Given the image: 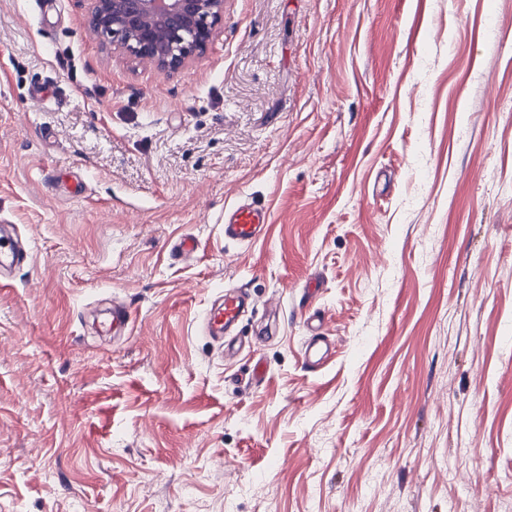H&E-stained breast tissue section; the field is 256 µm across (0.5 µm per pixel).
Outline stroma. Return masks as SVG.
<instances>
[{
    "label": "stroma",
    "mask_w": 512,
    "mask_h": 512,
    "mask_svg": "<svg viewBox=\"0 0 512 512\" xmlns=\"http://www.w3.org/2000/svg\"><path fill=\"white\" fill-rule=\"evenodd\" d=\"M87 10L0 0V512H512V0H224L170 74ZM268 217L264 207L253 203H241L225 209V240L248 244L259 239L267 229ZM26 259L18 239L5 231V225L0 227V273L10 271L21 260ZM244 302L241 295L226 291L218 306L207 310L204 317L205 328L210 334L219 330L221 334L229 325L238 321L243 311ZM322 320L320 314H312L305 320L306 327L312 334L302 344V359L304 364L310 368L321 367L331 354H335V350L331 353V343L328 338L318 335L317 330L321 327Z\"/></svg>",
    "instance_id": "obj_1"
}]
</instances>
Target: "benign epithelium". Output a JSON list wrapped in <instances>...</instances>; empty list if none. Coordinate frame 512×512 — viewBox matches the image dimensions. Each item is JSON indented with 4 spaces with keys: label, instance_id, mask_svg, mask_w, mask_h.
I'll list each match as a JSON object with an SVG mask.
<instances>
[{
    "label": "benign epithelium",
    "instance_id": "7a95c632",
    "mask_svg": "<svg viewBox=\"0 0 512 512\" xmlns=\"http://www.w3.org/2000/svg\"><path fill=\"white\" fill-rule=\"evenodd\" d=\"M88 25L112 50L174 72L203 52L224 19V0H89Z\"/></svg>",
    "mask_w": 512,
    "mask_h": 512
}]
</instances>
